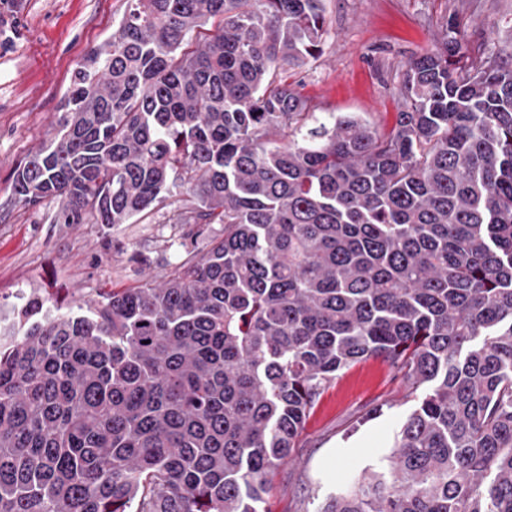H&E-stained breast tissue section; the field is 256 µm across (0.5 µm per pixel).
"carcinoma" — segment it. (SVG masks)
<instances>
[{
  "mask_svg": "<svg viewBox=\"0 0 512 512\" xmlns=\"http://www.w3.org/2000/svg\"><path fill=\"white\" fill-rule=\"evenodd\" d=\"M443 28L385 132L287 81L322 54L323 0H127L12 195L113 226L185 193L169 221L224 234L160 284L0 325V512H266L369 358L416 404L319 512H512V42Z\"/></svg>",
  "mask_w": 512,
  "mask_h": 512,
  "instance_id": "obj_1",
  "label": "carcinoma"
}]
</instances>
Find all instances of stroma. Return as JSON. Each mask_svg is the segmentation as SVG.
<instances>
[{"instance_id": "obj_1", "label": "stroma", "mask_w": 512, "mask_h": 512, "mask_svg": "<svg viewBox=\"0 0 512 512\" xmlns=\"http://www.w3.org/2000/svg\"><path fill=\"white\" fill-rule=\"evenodd\" d=\"M323 54L290 72L317 114L352 112L390 128L405 65L438 46L456 16L471 48L512 39V0H324ZM125 0H6L0 4V312L36 294L64 310L103 288L163 282L184 254L190 225L166 209L130 223L59 224V200L37 206L11 192L15 168L48 144L73 69L109 37ZM415 398L390 367L370 359L322 393L292 457L269 477L268 512H319L328 493L383 465Z\"/></svg>"}]
</instances>
